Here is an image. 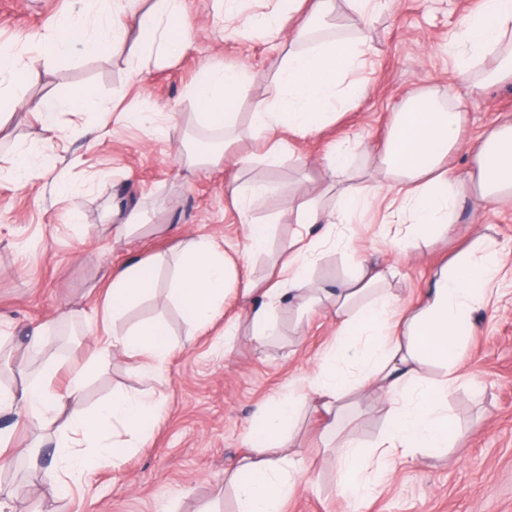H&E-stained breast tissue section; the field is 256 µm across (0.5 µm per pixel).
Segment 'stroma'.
Listing matches in <instances>:
<instances>
[{
  "instance_id": "obj_1",
  "label": "stroma",
  "mask_w": 512,
  "mask_h": 512,
  "mask_svg": "<svg viewBox=\"0 0 512 512\" xmlns=\"http://www.w3.org/2000/svg\"><path fill=\"white\" fill-rule=\"evenodd\" d=\"M486 6L487 0H379L361 16L339 0V30L364 44L355 76L365 92L342 104L335 122L304 138L286 135L289 151L273 160L262 158L249 114L267 95L288 51L291 23L275 39L230 35L216 20L214 0H184L193 42L176 57L141 69L122 53L90 56L77 66L57 59L27 72L29 97L88 87L100 107L59 114L63 135L50 143L28 107L0 119V380L21 389L49 352L59 364L53 391L64 392L83 372L85 406L115 391L151 394L165 403L166 417L119 467L104 468L83 488L57 495L47 479L56 466L51 444L37 427L0 411V432L10 437L0 490L13 492L12 512H232L233 492L224 474L247 452L245 423L258 403L306 383L334 341L336 322L320 306H285L277 312L276 336L265 345L241 336L228 352L224 323L239 314L238 288L228 291L223 317L190 339L161 281L152 296L112 318L105 296L113 268L132 257H173L188 237L215 238L227 254L239 256L250 220L271 227L267 251L249 264L251 277L265 276L295 232L281 214L311 198L327 208L336 205V185L323 166L331 148L349 142L346 176L366 180L373 158L386 146L392 113L414 92L432 100L456 98L463 114L461 148L443 167L466 174L478 137L512 120V79L466 82L448 58V40L464 17ZM80 7L79 0H0V45L35 53L36 36L52 34L62 16ZM242 65L255 78L234 104L237 139L218 164L188 171L181 156L201 131L194 118L198 106L188 95L191 85L204 68ZM132 112L151 113V123L129 120ZM173 123L184 132L181 140L162 133ZM20 148L32 151V172L23 182L7 173ZM244 155L252 156L251 164L239 165ZM303 156L308 166H300ZM235 180L264 183L270 190L244 213L228 195ZM119 205L140 206L151 221L127 245L112 242V210ZM383 220V209L375 207L360 223L343 225L354 250L327 251L312 270L313 282L332 288L348 280L358 261L391 262L397 274L388 287L409 304L464 239L486 234L512 254V202L477 209L464 200L454 233L419 236L401 255L379 235ZM495 287V301L472 314L470 334L455 354L448 452H423L413 463L395 465L385 487L360 512H512V271ZM156 319L168 324L174 345L162 380H145L131 360L109 349L86 370L89 343ZM39 326L47 336L45 352L25 350ZM356 400L350 429L367 445L384 427L385 413L371 392H358ZM294 446L311 461L313 478L301 481L283 512H350L336 493V458L323 447L311 408L302 411Z\"/></svg>"
}]
</instances>
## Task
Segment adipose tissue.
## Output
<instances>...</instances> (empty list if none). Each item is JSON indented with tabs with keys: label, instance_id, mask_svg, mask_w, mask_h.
<instances>
[{
	"label": "adipose tissue",
	"instance_id": "adipose-tissue-1",
	"mask_svg": "<svg viewBox=\"0 0 512 512\" xmlns=\"http://www.w3.org/2000/svg\"><path fill=\"white\" fill-rule=\"evenodd\" d=\"M266 2L264 12L249 17L247 32L278 34L285 15L304 32L313 20L336 12V0ZM460 39L464 52L449 53L460 77L478 72L487 84L512 77V0H495L493 9L466 16ZM191 42L182 0H155L147 9L140 7L139 0H90L87 10L58 21L37 55L26 58L11 47L0 48V110L27 104L47 137H60L57 115L96 110L97 96L83 89L28 99L27 70L56 58L76 63L86 56L118 52L143 65L178 55ZM492 54L498 59L497 68L479 72V65ZM360 56L358 41L336 35L289 48L269 94L252 108V132L274 136L270 151L276 154L286 148L277 132L304 137L333 119L337 102L362 92L349 79ZM253 78L245 68L202 70L190 88L200 107V123L217 131H233L237 115L229 106ZM462 119L456 102L440 105L412 98L392 116L386 150L376 162L381 179L341 187L335 209L309 200L284 213V220L296 230L276 279L249 278L242 290L251 339L261 344L276 334V311L286 299L302 309L330 304L336 315V338L330 357L314 371L305 389L256 405L244 428L250 453L224 475L234 492L235 512H282L284 502L310 471L306 456L290 448L300 409L309 403L324 414L321 438L336 457L337 493L354 505L385 478L393 463L413 458L422 449L447 448L452 428L446 406L448 381L425 379L422 369L434 365L451 370L450 356L463 341L464 321L486 303L489 286L505 266V255L494 239H475L453 263L435 273L427 292L408 307L385 287L393 275L391 266L360 262L333 291L314 285L310 269L324 249H354L353 239L341 233V225L353 223L384 197L390 204L383 233L396 253H404L417 234L452 230L462 192L457 180L440 166L447 154L460 147ZM468 178L476 204L512 196V121L485 134ZM154 263L151 257H134L113 269L107 296L113 315L153 292ZM238 275V262L214 239L183 241L169 297L179 305L189 335H196L222 312L229 284ZM112 349L141 359L144 376L151 378L173 345L166 323L157 320L113 337ZM57 371L50 358L21 389L0 390V411L55 427L57 468L50 478L64 491L70 482L88 480L102 465H119L147 438L149 425L160 421L164 403L148 394L118 393L90 410L82 402V377L73 378L65 395L53 394ZM364 388L377 395L387 419L377 441L367 449L360 448L348 432L352 397Z\"/></svg>",
	"mask_w": 512,
	"mask_h": 512
}]
</instances>
